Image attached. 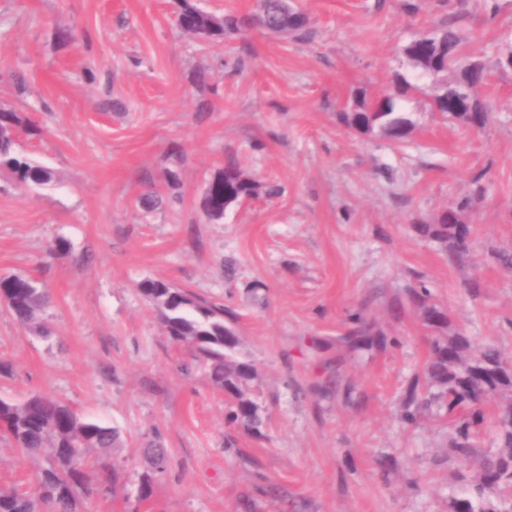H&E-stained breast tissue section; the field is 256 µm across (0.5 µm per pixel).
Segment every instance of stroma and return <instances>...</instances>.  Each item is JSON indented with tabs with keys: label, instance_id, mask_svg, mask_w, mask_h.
I'll list each match as a JSON object with an SVG mask.
<instances>
[{
	"label": "stroma",
	"instance_id": "1",
	"mask_svg": "<svg viewBox=\"0 0 512 512\" xmlns=\"http://www.w3.org/2000/svg\"><path fill=\"white\" fill-rule=\"evenodd\" d=\"M498 3L491 21L485 0H469L462 29L492 69L487 125L448 122L416 93L404 103L416 127L398 144L338 113L354 89L376 96L404 71L402 46L443 17L433 5L410 15L401 0H296L310 41L250 29L207 44L178 28L177 0H0V107L41 128L18 144L53 172L25 191L0 174V275L44 281L53 330L43 341L0 304L12 366L0 397L41 393L120 430L109 458L124 477L87 495V512H448L445 426L399 419L431 336L406 286L422 277L450 331L512 359V272L490 257L512 250V70L497 67L512 0ZM229 158L282 192L213 223L200 200ZM172 169L180 203L143 214L139 196ZM478 174L485 195L452 266L415 227ZM59 238L70 250L56 255ZM146 279L223 305L257 368L261 437L227 426L223 392L164 334ZM355 313L397 346L348 351ZM155 436L169 466L142 501ZM44 464L0 442V488L27 489Z\"/></svg>",
	"mask_w": 512,
	"mask_h": 512
}]
</instances>
